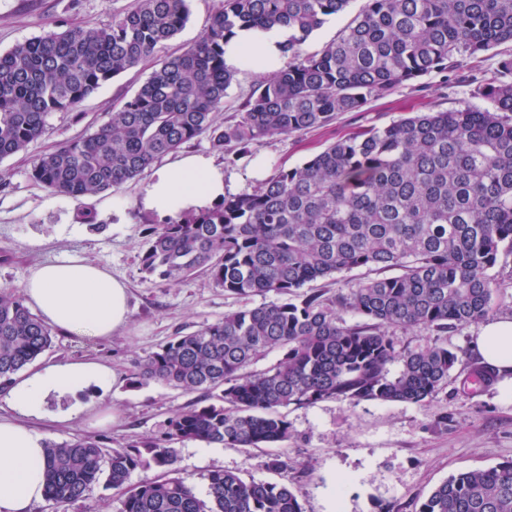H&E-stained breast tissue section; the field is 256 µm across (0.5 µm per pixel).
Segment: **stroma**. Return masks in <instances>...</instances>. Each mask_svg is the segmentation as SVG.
I'll list each match as a JSON object with an SVG mask.
<instances>
[{"label": "stroma", "mask_w": 512, "mask_h": 512, "mask_svg": "<svg viewBox=\"0 0 512 512\" xmlns=\"http://www.w3.org/2000/svg\"><path fill=\"white\" fill-rule=\"evenodd\" d=\"M132 2L0 0V52L50 31L109 24ZM149 73L146 67L129 70L85 99L78 112L49 114L40 139L24 154L0 161V286L21 289L37 264L75 254L108 270L131 293L130 320L124 329L103 337L59 331L52 347L37 358L40 366L94 360L117 375L107 397L92 389L81 396L87 404L106 399L117 421L100 423L87 415L67 428L53 427L47 420L36 422V429L50 432L56 443L102 436L112 449L159 434L171 415L197 403L199 396L155 382L131 386L129 378L137 361L174 337L223 319L227 312L282 300L272 292L233 295L204 274L177 285L146 278L139 269V256L149 244L152 226L160 221L138 204L150 174L128 181L117 192L79 200L53 193L30 179L28 170L35 158L64 140L93 133ZM470 90L463 77L447 83L431 75L423 78L421 87H399L372 101L365 111L341 114L328 125L296 136L260 139L231 164L204 138L184 146L183 152L212 157L223 166L231 192L249 191L278 168L300 165L360 130L383 127L418 112L465 108L473 102ZM84 211L94 214V223L81 220ZM480 331L475 323L444 337L459 361L447 382L424 402L327 400L291 405L283 410L292 430L288 442L267 448H211L192 440L180 442L175 446L178 475L201 497L214 470L279 480L292 488L304 512H327L331 480L337 475L347 480L338 512H383L388 506L394 512H415L418 497L449 476L512 459V397L503 396L495 386L478 391L462 386L464 374L476 361L471 345ZM277 456L288 460V469L281 474L264 466Z\"/></svg>", "instance_id": "1"}]
</instances>
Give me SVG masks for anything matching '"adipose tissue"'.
Listing matches in <instances>:
<instances>
[{"label":"adipose tissue","instance_id":"ef3b65f1","mask_svg":"<svg viewBox=\"0 0 512 512\" xmlns=\"http://www.w3.org/2000/svg\"><path fill=\"white\" fill-rule=\"evenodd\" d=\"M277 30L243 29L224 47L227 65L258 73H272L283 64ZM223 168L202 155L182 158L157 170L141 192L140 204L162 218H175L219 202L227 192ZM30 307L48 325L74 336H108L123 329L130 318L126 285L106 269L67 254L36 265L23 284ZM474 350L498 369L500 388L512 395V319L484 325ZM110 371L95 361L53 363L15 374L6 398L11 416L0 417V512H31L46 499L47 437L29 427L32 419L52 418L65 425L83 414L74 404L49 413L51 399L83 389L106 387Z\"/></svg>","mask_w":512,"mask_h":512}]
</instances>
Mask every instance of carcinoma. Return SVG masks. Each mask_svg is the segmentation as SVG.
Masks as SVG:
<instances>
[{
	"label": "carcinoma",
	"mask_w": 512,
	"mask_h": 512,
	"mask_svg": "<svg viewBox=\"0 0 512 512\" xmlns=\"http://www.w3.org/2000/svg\"><path fill=\"white\" fill-rule=\"evenodd\" d=\"M218 2L202 36L178 54L164 49L185 26L189 0H134L108 26H73L0 53V161L42 137L50 113L77 110L145 63L149 76L108 121L34 159V182L76 200L116 192L201 136L232 163L264 137L326 125L427 75L448 81L512 44V0H366L312 53L307 40L351 0ZM244 28L285 31L288 62L220 122L234 81L224 44ZM469 78L488 106L419 112L354 133L250 192L152 227L139 258L145 276L170 284L200 272L234 295L299 301L227 313L146 355L134 382L197 392L206 403L170 416L159 435L110 451L96 437L48 444L54 512L99 485L116 492L118 512H303L287 484L230 470L211 472L201 499L174 476L173 444L263 448L290 438L280 412L290 405L420 403L436 393L457 355L438 343L399 349L390 330L442 335L485 320L497 292L491 270L512 254V55L492 81ZM357 267L378 276L333 296L310 287ZM52 343L53 329L23 296L1 289L0 381ZM272 352L276 364L246 372ZM473 380L488 388L498 374L474 366L462 384ZM138 469L160 475L129 484ZM415 512H512V459L450 476Z\"/></svg>",
	"instance_id": "1"
}]
</instances>
